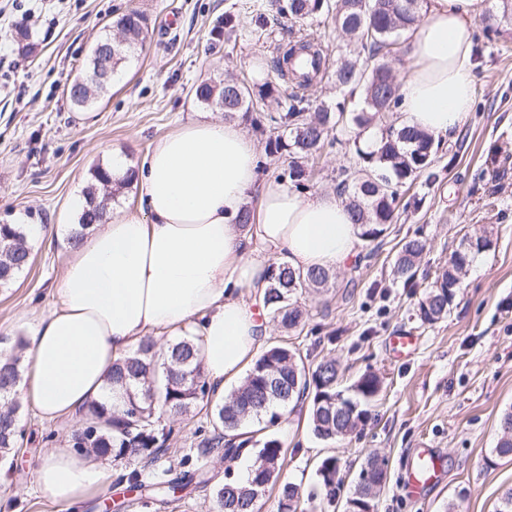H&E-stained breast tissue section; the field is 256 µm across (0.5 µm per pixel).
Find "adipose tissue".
I'll list each match as a JSON object with an SVG mask.
<instances>
[{
  "label": "adipose tissue",
  "mask_w": 512,
  "mask_h": 512,
  "mask_svg": "<svg viewBox=\"0 0 512 512\" xmlns=\"http://www.w3.org/2000/svg\"><path fill=\"white\" fill-rule=\"evenodd\" d=\"M484 8V0H431L412 32L404 123L446 136L470 112L473 22ZM138 184L139 209H109L89 228L54 308L33 327L19 391L42 420L81 415L102 399L113 362L148 338L162 347L170 336L199 337L207 382L223 396L267 336L269 256L305 272L356 255L361 228L347 206L261 178L256 145L236 117L191 121L161 139ZM36 475L54 501L76 507L112 471L64 447L50 450Z\"/></svg>",
  "instance_id": "obj_1"
}]
</instances>
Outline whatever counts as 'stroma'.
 Returning a JSON list of instances; mask_svg holds the SVG:
<instances>
[{"mask_svg":"<svg viewBox=\"0 0 512 512\" xmlns=\"http://www.w3.org/2000/svg\"><path fill=\"white\" fill-rule=\"evenodd\" d=\"M257 0H0V224H41L32 239L34 263L0 288V336L30 333L31 322L50 311L68 259L72 197L83 194L93 169L114 152L139 172L153 146L181 124L221 118L201 106L194 84L231 74L257 88L276 80L274 47L307 34V27L268 12L257 25ZM136 8L150 20L145 50L112 80L89 118L76 119L64 87L80 73L92 45L109 35L114 15ZM235 18L231 41L214 29L225 14ZM29 27L34 49L22 54L13 40ZM473 102L453 137H444L432 177L401 188L395 219L376 249L358 242L353 262L336 269L327 287L298 297L305 308L302 333L271 327L268 343L287 341L306 366L334 359L341 387L372 372L382 381L379 399L360 428L337 443L317 440L307 412L283 413L272 432L288 450L287 477L309 488L320 461L339 459L342 493L352 490L368 455L383 457L388 480L378 512H445L463 496L465 512H495L512 486V456L487 464L499 420L512 408V23L481 39ZM495 153L496 176L485 175ZM348 146H334L307 162V194L336 189L342 168L356 167ZM490 234L493 246L461 279L448 317L428 324L416 308L425 289L448 264L463 237ZM422 236L426 250L415 278L394 280L391 267L404 238ZM401 331L417 338L399 360L388 351ZM25 449L0 466V512H67L36 479V467L52 448L67 445L75 420L43 421L32 401L22 404ZM436 449L445 477L426 497L402 489L412 449ZM239 461L209 463L212 485L184 491L173 512H216L212 486ZM81 512H154L132 503L124 485L110 482Z\"/></svg>","mask_w":512,"mask_h":512,"instance_id":"stroma-1","label":"stroma"}]
</instances>
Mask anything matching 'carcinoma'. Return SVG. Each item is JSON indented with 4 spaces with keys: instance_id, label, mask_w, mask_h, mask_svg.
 <instances>
[{
    "instance_id": "1",
    "label": "carcinoma",
    "mask_w": 512,
    "mask_h": 512,
    "mask_svg": "<svg viewBox=\"0 0 512 512\" xmlns=\"http://www.w3.org/2000/svg\"><path fill=\"white\" fill-rule=\"evenodd\" d=\"M415 0H288L284 11L295 21L318 20L331 15L336 29L350 36L358 52L336 69L330 68L329 47L314 37H303L277 49L272 65L281 78L291 77L298 89H306L315 80L329 74L336 88L352 92L361 88L365 107L347 112L321 106L314 114L311 101L303 94L291 93L280 101L282 112L277 116L255 112L254 91L238 81H202L194 87L197 102L224 103V115L238 112L250 117L254 128L263 133L266 123L277 125L281 133L267 142L271 154H287L288 179L295 187L306 189L308 174L300 163L302 158L319 156L327 147L348 144L360 161L359 177L340 181L354 223L360 225V238L375 243L392 223L398 190L411 185L432 167L439 144L433 135L403 123H390L372 128L373 118L399 109V84L385 57L406 53L403 33L421 21ZM121 33V44L112 55L117 68L143 50L148 36L147 17L137 9H129L113 22ZM81 74L88 79L90 93L79 92L69 98L73 109L92 107L105 93L108 84L92 80V60H87ZM355 129L354 136L343 140L332 132ZM93 183L85 191L88 207L73 225L69 240L75 244L84 232L98 222L110 200L112 180L95 167ZM476 248L460 243L448 265L429 285L418 304V315L424 323H435L448 316L463 271L490 249L492 240L484 233L474 237ZM426 247L420 237L404 240L393 263V275L410 282L415 276L417 260ZM26 227L22 224H0V288L11 286L18 276L33 264ZM331 278L330 270L313 268L306 273L295 272L282 263L272 266L271 286L265 308L270 319L286 333L303 330V311L297 295L305 288H319ZM29 339L17 335L10 347L0 353V459L16 454L24 437L20 409L22 401L18 386L25 371V351ZM109 389L122 391L120 406L108 401H94L83 412L80 426L72 433L70 446L78 454H94L110 458L116 466L126 467L117 480L128 490L147 493L159 506L166 507L176 494L192 483L208 484L201 457L234 460L249 452L253 457L250 478L246 483L226 473L214 488L217 512H260L266 492L278 488L276 512H305V500L322 495L327 506L336 505L339 488L336 457L323 458L317 470L320 493L308 494L295 483L284 479L287 452L283 443L267 429L276 426L280 414L276 408L296 400H304L312 390L310 420L314 436L322 441H336L353 433L364 421L368 406L381 391L380 378L372 373L361 375L349 388L339 387V369L334 360H321L308 371L301 357L277 343L263 350L240 385L227 397L217 401L207 384L198 338L186 336L169 344L164 358H159L156 343L143 341L129 355L115 361L108 377ZM197 409L206 410L212 435L203 440L198 458L184 455L179 465L184 468L178 480L168 478L171 468L164 467L169 453L171 431L162 425L163 417L187 416ZM264 423L258 430H245L246 424ZM492 454L512 456V410L503 414ZM384 483H356L351 501H368L376 507V499Z\"/></svg>"
}]
</instances>
